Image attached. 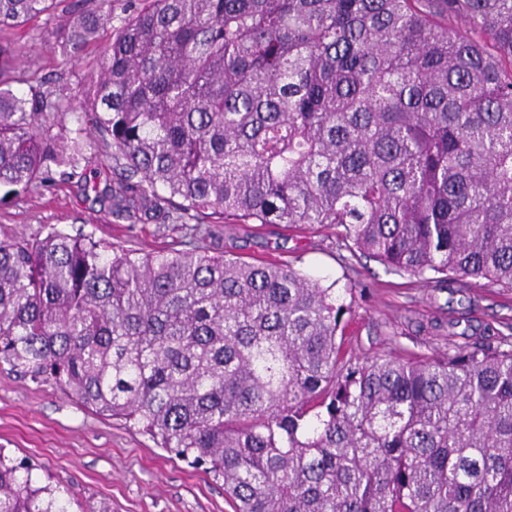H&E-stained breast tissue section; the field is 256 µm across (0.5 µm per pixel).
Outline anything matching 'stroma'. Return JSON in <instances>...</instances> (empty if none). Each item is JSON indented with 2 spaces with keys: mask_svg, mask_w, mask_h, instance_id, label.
I'll return each instance as SVG.
<instances>
[{
  "mask_svg": "<svg viewBox=\"0 0 512 512\" xmlns=\"http://www.w3.org/2000/svg\"><path fill=\"white\" fill-rule=\"evenodd\" d=\"M53 31L41 22L8 31L20 52L19 73L27 80L53 76L80 95L95 79V60L111 33L103 31L97 43L67 62ZM85 138L89 146L78 175L55 173L25 195L0 203V238L42 237L56 227L145 252L198 245L249 261L287 262L349 306L347 346L357 354L429 355L512 329V290L473 278L419 282L339 247L330 229L300 234L276 224H238L222 235L193 239L178 227L161 234L154 223L118 218L95 194L111 183L112 162L94 146V133ZM0 448L29 459L38 476L51 478L72 512H231L222 483L157 447L149 436L92 412L53 384L34 383L3 366Z\"/></svg>",
  "mask_w": 512,
  "mask_h": 512,
  "instance_id": "obj_1",
  "label": "stroma"
}]
</instances>
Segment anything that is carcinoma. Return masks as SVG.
Masks as SVG:
<instances>
[{
    "mask_svg": "<svg viewBox=\"0 0 512 512\" xmlns=\"http://www.w3.org/2000/svg\"><path fill=\"white\" fill-rule=\"evenodd\" d=\"M60 2L0 0V29ZM107 26L78 99L13 90L0 41V202L76 174L91 129L119 218L318 224L422 282L512 289V0H71L56 45ZM347 312L286 264L0 239V366L203 468L233 512H512V339L361 356ZM33 470L0 452V512H69Z\"/></svg>",
    "mask_w": 512,
    "mask_h": 512,
    "instance_id": "obj_1",
    "label": "carcinoma"
}]
</instances>
